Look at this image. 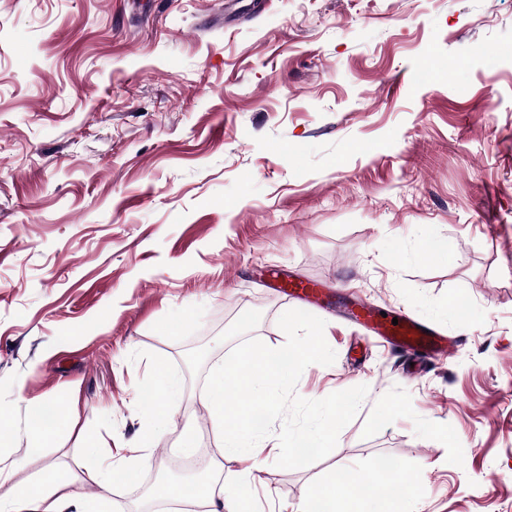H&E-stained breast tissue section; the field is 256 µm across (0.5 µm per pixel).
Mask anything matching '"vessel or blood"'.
Masks as SVG:
<instances>
[{"label":"vessel or blood","instance_id":"vessel-or-blood-1","mask_svg":"<svg viewBox=\"0 0 512 512\" xmlns=\"http://www.w3.org/2000/svg\"><path fill=\"white\" fill-rule=\"evenodd\" d=\"M351 314L373 330L385 343L431 360L447 355L448 339L434 327L412 318L382 316L379 310L362 306Z\"/></svg>","mask_w":512,"mask_h":512}]
</instances>
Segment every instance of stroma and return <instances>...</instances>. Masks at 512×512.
Instances as JSON below:
<instances>
[{"instance_id": "35a3bbf8", "label": "stroma", "mask_w": 512, "mask_h": 512, "mask_svg": "<svg viewBox=\"0 0 512 512\" xmlns=\"http://www.w3.org/2000/svg\"><path fill=\"white\" fill-rule=\"evenodd\" d=\"M440 252L419 255V234ZM309 305L336 354L296 392L369 393L323 460L225 458L224 508L404 482L359 512H512V0H0V432L12 481L112 473L145 512L181 436L221 448L205 376ZM428 323L430 364L336 305ZM176 377L173 421L155 412ZM67 423L31 452L35 406ZM154 425L153 464L87 451Z\"/></svg>"}]
</instances>
